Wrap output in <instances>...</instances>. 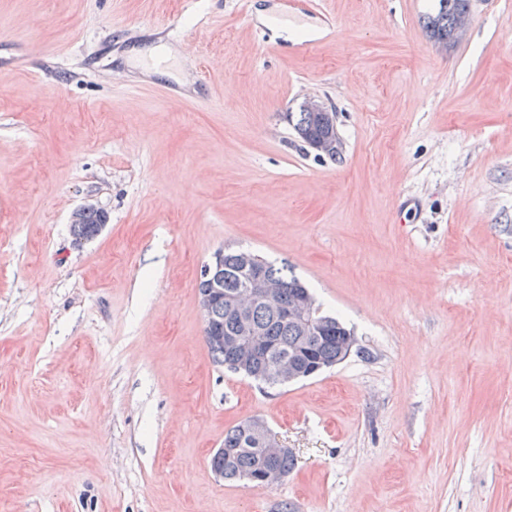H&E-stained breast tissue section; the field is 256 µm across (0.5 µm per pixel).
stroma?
Returning a JSON list of instances; mask_svg holds the SVG:
<instances>
[{"label": "stroma", "mask_w": 512, "mask_h": 512, "mask_svg": "<svg viewBox=\"0 0 512 512\" xmlns=\"http://www.w3.org/2000/svg\"><path fill=\"white\" fill-rule=\"evenodd\" d=\"M434 5L0 0V512H512V0L449 50ZM308 95L339 160L288 122ZM227 247L358 352L277 390L216 365ZM250 417L297 460L271 487L210 470ZM91 212L102 211L93 205H85L73 212L71 219V234L75 241L92 239L99 234V224H101V228L105 226V224L102 223L101 216ZM83 215L85 216L80 221Z\"/></svg>", "instance_id": "35a3bbf8"}]
</instances>
